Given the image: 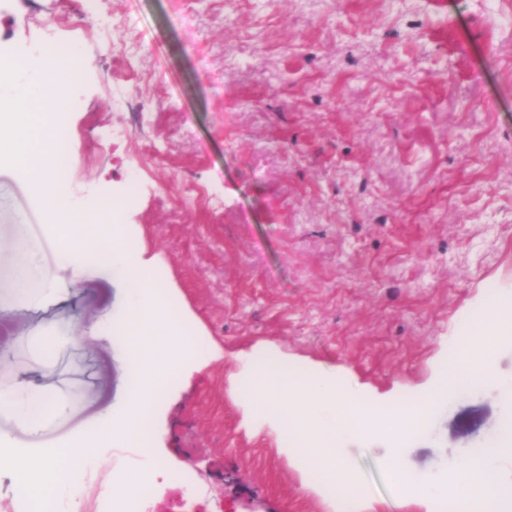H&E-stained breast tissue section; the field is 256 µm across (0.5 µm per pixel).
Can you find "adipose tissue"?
<instances>
[{"mask_svg": "<svg viewBox=\"0 0 512 512\" xmlns=\"http://www.w3.org/2000/svg\"><path fill=\"white\" fill-rule=\"evenodd\" d=\"M0 288L13 289L27 304L37 305L53 295L51 281L38 264L33 250L22 241L13 245V259L0 272ZM63 408L45 388L30 382L19 389L0 391V410L9 412L33 435L39 434L47 421Z\"/></svg>", "mask_w": 512, "mask_h": 512, "instance_id": "obj_1", "label": "adipose tissue"}]
</instances>
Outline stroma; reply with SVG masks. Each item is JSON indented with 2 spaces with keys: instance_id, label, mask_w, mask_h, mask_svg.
Segmentation results:
<instances>
[{
  "instance_id": "stroma-1",
  "label": "stroma",
  "mask_w": 512,
  "mask_h": 512,
  "mask_svg": "<svg viewBox=\"0 0 512 512\" xmlns=\"http://www.w3.org/2000/svg\"><path fill=\"white\" fill-rule=\"evenodd\" d=\"M52 27L86 61L63 187L81 208L118 209L197 340L141 419L158 474L143 512H409L386 441L346 447L357 496L341 504L237 382L270 351L409 402L489 292L512 293V0H98L90 14L0 0V56L34 55ZM19 237L71 298L34 309L0 288V390L32 381L68 411L37 436L0 413V438L52 448L121 419L134 368L120 335L72 334L129 297L104 268L72 283L25 180L0 166V268ZM504 414L494 388L464 391L405 441L409 468L446 479ZM132 455L100 449L80 512L134 473Z\"/></svg>"
}]
</instances>
